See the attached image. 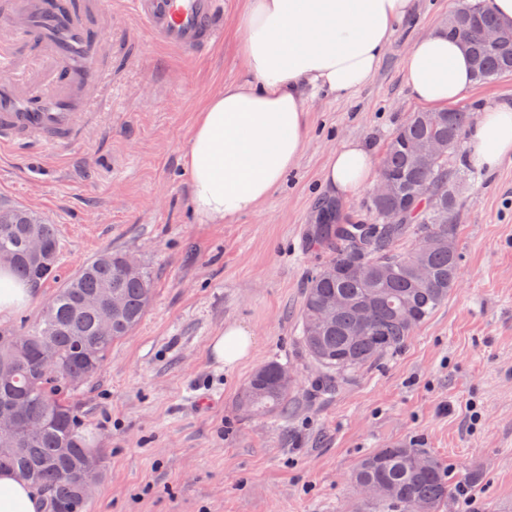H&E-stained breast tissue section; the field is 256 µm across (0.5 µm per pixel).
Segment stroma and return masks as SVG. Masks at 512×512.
Returning a JSON list of instances; mask_svg holds the SVG:
<instances>
[{
    "instance_id": "35a3bbf8",
    "label": "stroma",
    "mask_w": 512,
    "mask_h": 512,
    "mask_svg": "<svg viewBox=\"0 0 512 512\" xmlns=\"http://www.w3.org/2000/svg\"><path fill=\"white\" fill-rule=\"evenodd\" d=\"M241 4L224 0L218 39L191 54L159 41L126 0H95L112 74L84 139L63 155L0 149V204L55 224L60 278L106 249L154 275L139 326L70 395L82 434L104 451L88 512H364L352 472L393 444L473 477L477 512H512V158L464 188L457 285L404 349L325 393L299 340L306 281L329 259L310 243L327 200L321 173L347 139L381 157L421 111L403 61L454 0H415L367 85L308 101L307 140L283 190L233 223L206 224L184 157L203 101L245 71ZM230 323L255 338L233 368L209 351ZM271 360L296 381L288 415L240 409L241 389Z\"/></svg>"
}]
</instances>
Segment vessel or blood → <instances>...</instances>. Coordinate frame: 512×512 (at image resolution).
<instances>
[{
  "label": "vessel or blood",
  "mask_w": 512,
  "mask_h": 512,
  "mask_svg": "<svg viewBox=\"0 0 512 512\" xmlns=\"http://www.w3.org/2000/svg\"><path fill=\"white\" fill-rule=\"evenodd\" d=\"M89 0H0L17 46L52 60L54 92L25 91L19 105L0 101V148L34 145L59 152L77 143L91 115L92 90L108 68L93 28ZM133 15L164 44L199 51L217 39L220 0H130Z\"/></svg>",
  "instance_id": "obj_1"
}]
</instances>
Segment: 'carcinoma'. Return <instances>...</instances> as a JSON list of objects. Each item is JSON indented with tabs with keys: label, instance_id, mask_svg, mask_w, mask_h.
I'll return each mask as SVG.
<instances>
[{
	"label": "carcinoma",
	"instance_id": "obj_1",
	"mask_svg": "<svg viewBox=\"0 0 512 512\" xmlns=\"http://www.w3.org/2000/svg\"><path fill=\"white\" fill-rule=\"evenodd\" d=\"M501 25L479 0H456L445 24L450 37L464 41L478 82L512 74V40L488 43L483 31ZM473 106L419 111L387 143L381 177L392 193L370 202L371 221L344 217L337 206L319 209L311 244L330 254L329 262L307 280L300 341L320 368L317 387L330 390L347 376L401 350L414 330L448 300L455 287L460 254L453 223L461 188L471 177L458 144L469 127ZM418 141H441L446 155L422 163L409 151ZM404 212V223L386 224L383 215ZM447 214V222L436 220ZM37 234L51 252L59 251L56 226L25 209L0 206V263L32 285L58 276V261H38L27 242ZM409 239L404 251L396 245ZM422 239L432 242L419 251ZM126 253L106 250L69 277L26 332L0 331V369L10 385L0 401L21 399L27 423L0 447V468L27 474L26 481L49 495L51 512H87L102 476L101 453L78 430L69 404L77 381L90 379L104 364L112 343L130 335L151 303L154 277L123 272ZM120 299L112 335L99 334L100 312ZM333 310L327 323L326 310ZM284 365L264 364L242 390L239 405L249 412L282 410L294 383L281 380ZM352 479L359 489L382 487L370 495L377 512H447L448 502L469 489L450 468L418 448H376L357 464Z\"/></svg>",
	"mask_w": 512,
	"mask_h": 512
}]
</instances>
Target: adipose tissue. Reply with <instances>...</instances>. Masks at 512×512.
Returning a JSON list of instances; mask_svg holds the SVG:
<instances>
[{
	"label": "adipose tissue",
	"instance_id": "ef3b65f1",
	"mask_svg": "<svg viewBox=\"0 0 512 512\" xmlns=\"http://www.w3.org/2000/svg\"><path fill=\"white\" fill-rule=\"evenodd\" d=\"M412 8L413 0H244L237 27L246 75L206 100L185 157L191 205L203 223H232L283 187L307 140L309 97L346 96L367 84ZM403 69L412 98L432 108H447L473 86L462 41L439 31L414 40ZM466 141L467 160L480 170L512 156V106H481ZM377 178L372 153L356 139L342 142L322 173L326 190L343 198ZM253 345L248 328L229 324L210 353L232 368ZM43 510L31 486L0 470V512Z\"/></svg>",
	"mask_w": 512,
	"mask_h": 512
}]
</instances>
